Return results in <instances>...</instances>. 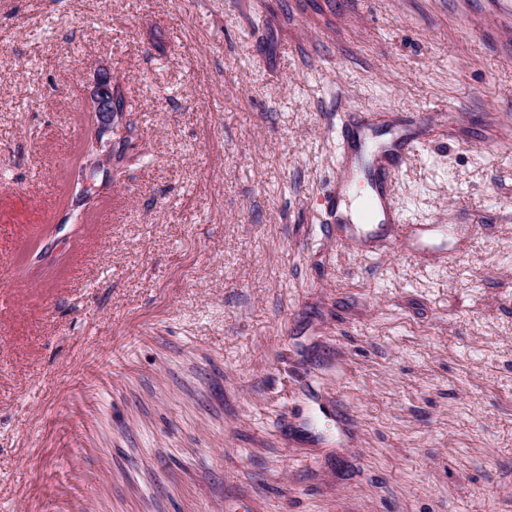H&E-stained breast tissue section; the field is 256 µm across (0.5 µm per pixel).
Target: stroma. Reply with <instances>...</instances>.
Here are the masks:
<instances>
[{
  "instance_id": "35a3bbf8",
  "label": "stroma",
  "mask_w": 512,
  "mask_h": 512,
  "mask_svg": "<svg viewBox=\"0 0 512 512\" xmlns=\"http://www.w3.org/2000/svg\"><path fill=\"white\" fill-rule=\"evenodd\" d=\"M345 117L426 144L410 249L322 221ZM0 512H512L499 0H0ZM115 83L116 82L112 80V76H101L97 79L91 93L86 98V103L93 106L92 125L94 135L103 136L104 138L103 142L98 140L93 142V139H91L88 143L86 153L91 152L94 143L98 150L97 156L90 160L86 165L88 170L92 166H99V172L103 171L108 173L109 169L112 167V142L106 137L109 136L112 130H116L120 125L119 123L117 125L113 123L112 127L114 117L119 115L117 112H126V102L121 94H119V98L117 99L119 111L115 107V100L113 97Z\"/></svg>"
}]
</instances>
